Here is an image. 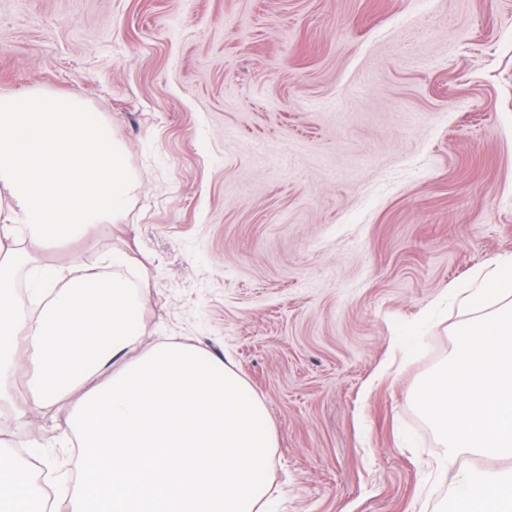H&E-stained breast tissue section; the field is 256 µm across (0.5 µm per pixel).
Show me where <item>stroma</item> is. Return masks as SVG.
I'll return each instance as SVG.
<instances>
[{"label": "stroma", "mask_w": 512, "mask_h": 512, "mask_svg": "<svg viewBox=\"0 0 512 512\" xmlns=\"http://www.w3.org/2000/svg\"><path fill=\"white\" fill-rule=\"evenodd\" d=\"M82 96L139 185L92 246L154 339L229 361L275 431L274 512H444L420 381L448 298L512 256V0H0V92ZM26 367L0 440L70 464Z\"/></svg>", "instance_id": "stroma-1"}]
</instances>
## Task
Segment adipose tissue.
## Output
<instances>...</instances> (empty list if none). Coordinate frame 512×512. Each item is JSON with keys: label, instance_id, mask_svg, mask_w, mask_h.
Returning a JSON list of instances; mask_svg holds the SVG:
<instances>
[{"label": "adipose tissue", "instance_id": "adipose-tissue-1", "mask_svg": "<svg viewBox=\"0 0 512 512\" xmlns=\"http://www.w3.org/2000/svg\"><path fill=\"white\" fill-rule=\"evenodd\" d=\"M124 145L78 95L0 94V406L31 363L33 409L66 404L61 447L82 450L67 512H266L275 433L249 384L202 349L146 341L138 271L122 251L32 259L59 241L91 244L137 186ZM26 268L31 307L15 299ZM512 295V266L464 289L483 310ZM112 381L100 384L104 373ZM456 512H512V476L451 479ZM31 472L0 452V512H33Z\"/></svg>", "mask_w": 512, "mask_h": 512}]
</instances>
